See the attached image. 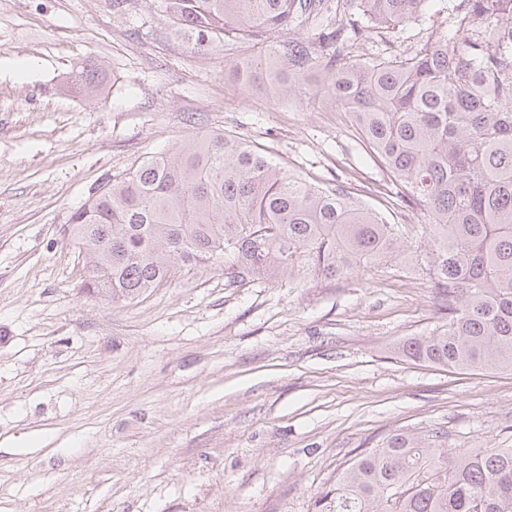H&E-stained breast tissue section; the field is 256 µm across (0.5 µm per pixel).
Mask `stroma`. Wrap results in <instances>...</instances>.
<instances>
[{
    "mask_svg": "<svg viewBox=\"0 0 512 512\" xmlns=\"http://www.w3.org/2000/svg\"><path fill=\"white\" fill-rule=\"evenodd\" d=\"M453 0L387 32L412 51ZM164 0H0V512H313L356 448L397 430L512 448V372L413 363L429 332L428 216L319 91L227 76L346 21L324 0L264 44L190 48ZM100 66L96 96L72 83ZM218 131L312 182L343 181L398 228V253L341 279L229 281L175 266L126 300L87 294L70 216L144 159Z\"/></svg>",
    "mask_w": 512,
    "mask_h": 512,
    "instance_id": "obj_1",
    "label": "stroma"
}]
</instances>
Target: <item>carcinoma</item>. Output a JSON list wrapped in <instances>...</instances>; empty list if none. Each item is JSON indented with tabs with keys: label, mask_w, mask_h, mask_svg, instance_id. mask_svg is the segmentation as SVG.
<instances>
[{
	"label": "carcinoma",
	"mask_w": 512,
	"mask_h": 512,
	"mask_svg": "<svg viewBox=\"0 0 512 512\" xmlns=\"http://www.w3.org/2000/svg\"><path fill=\"white\" fill-rule=\"evenodd\" d=\"M316 0H165L198 51L262 42ZM354 19L248 63V86L299 88L309 70L351 113L370 153L429 215L432 287L446 322L401 341L415 363L512 372V0H455L448 28L416 50L355 49L424 14L429 0H349ZM100 67L75 74L88 93ZM91 258L84 288L133 299L174 265L224 262L235 283L336 279L389 258L387 217L341 183H311L258 146L215 132L115 178L71 216ZM447 433L388 435L344 462L315 512H512V448H449Z\"/></svg>",
	"instance_id": "1"
}]
</instances>
